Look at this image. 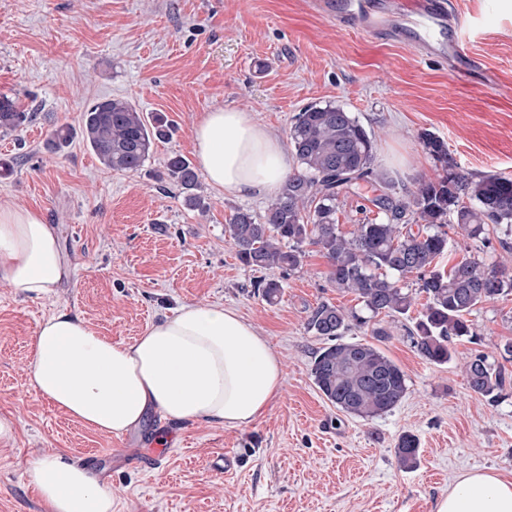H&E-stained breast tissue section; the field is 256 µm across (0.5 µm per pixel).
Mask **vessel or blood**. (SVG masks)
<instances>
[{"label":"vessel or blood","instance_id":"vessel-or-blood-1","mask_svg":"<svg viewBox=\"0 0 512 512\" xmlns=\"http://www.w3.org/2000/svg\"><path fill=\"white\" fill-rule=\"evenodd\" d=\"M313 7L334 17L337 28L408 44L423 59L447 63L457 81L479 75L453 0H314Z\"/></svg>","mask_w":512,"mask_h":512}]
</instances>
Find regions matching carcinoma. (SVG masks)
Instances as JSON below:
<instances>
[{"label": "carcinoma", "mask_w": 512, "mask_h": 512, "mask_svg": "<svg viewBox=\"0 0 512 512\" xmlns=\"http://www.w3.org/2000/svg\"><path fill=\"white\" fill-rule=\"evenodd\" d=\"M32 120L17 100L0 95V131L11 132ZM81 137L100 162L116 171H136L148 159L154 142L169 136L170 125L160 115L146 116L125 98L93 104L84 113ZM73 129L57 126L47 148L60 152L70 145ZM376 134L335 103L311 105L294 118L289 144L300 169L282 183L262 219L236 211L225 232L239 261L255 270L293 271L312 245L329 263L328 282L336 292L351 294L360 308L345 310L330 302L314 307L307 330L330 344L314 357L312 375L324 397L336 408L356 417L373 419L392 411L407 394L401 367L369 343L345 342L350 324L368 326L380 315L407 314L416 295L426 303L416 319L413 344L419 356L445 364L452 357L453 340L473 339L468 316L477 306L512 294V274L474 257H462L448 269L439 259L448 253L447 225L469 239H480L489 227L512 233V177L502 174L470 175L454 164L445 141L431 133L421 135L424 149L441 164L442 173L418 184L407 197L379 194L372 199L385 214L379 220L353 225L345 234L336 222L340 199L359 193L366 185L384 188V174L374 169ZM170 180L186 192L187 206L206 209L192 193L198 186L194 166L173 155L159 181ZM412 215L415 224L399 220ZM415 274L417 293L400 286ZM255 291L269 304L278 301L282 284L263 278ZM469 388L496 403L507 384L504 368L477 353L465 367ZM419 441L412 434L400 437L395 454L399 464L417 463Z\"/></svg>", "instance_id": "cac0c4a2"}]
</instances>
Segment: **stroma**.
<instances>
[{
  "mask_svg": "<svg viewBox=\"0 0 512 512\" xmlns=\"http://www.w3.org/2000/svg\"><path fill=\"white\" fill-rule=\"evenodd\" d=\"M456 8L488 80L454 81L447 63L336 29L306 0H0V94L34 115L0 133V158L16 160L0 176V206L38 209L56 225L72 267L50 298L0 284V415L16 421L13 441L0 445V512H49L26 482L36 454L99 473L112 512H432L463 473L512 477V384L491 403L464 373L480 351L512 376L503 354L512 295L473 311L479 343L454 341L445 364L417 354L410 317L384 318L389 336L377 343L405 372L407 395L385 415L351 416L311 374L327 341L306 330L309 312L323 301L355 305L330 287L326 259L313 250L297 270H270L283 294L267 305L224 227L240 209L262 218L270 197H228L202 180L197 192L209 210L201 214L157 179L170 155L194 159L193 128L205 112L253 113L284 141L301 109L326 102L374 130V165L392 197L440 173L422 146L425 132L445 141L464 172L512 176V0H456ZM113 97L176 126L142 170L106 168L78 136L60 153L46 150L55 125L80 128L87 106ZM466 255L512 267V233L456 237L450 261ZM189 303L234 309L281 358L284 391L252 425L177 424L154 413L117 437L70 419L33 390L31 343L56 309L130 342ZM405 433L419 440L412 469L395 456ZM134 448L163 454L139 468L127 459Z\"/></svg>",
  "mask_w": 512,
  "mask_h": 512,
  "instance_id": "1",
  "label": "stroma"
}]
</instances>
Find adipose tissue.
I'll return each mask as SVG.
<instances>
[{"mask_svg":"<svg viewBox=\"0 0 512 512\" xmlns=\"http://www.w3.org/2000/svg\"><path fill=\"white\" fill-rule=\"evenodd\" d=\"M193 139L207 182L228 195L276 194L294 168L285 145L249 112L204 113ZM71 274L57 230L40 211L0 206V283L44 299ZM31 384L68 417L119 436L152 412L248 427L282 394L285 376L280 357L236 311L190 303L130 343L100 335L75 311L56 310L35 332ZM25 476L50 512H112L111 490L84 466L41 455ZM433 512H512V481L466 473Z\"/></svg>","mask_w":512,"mask_h":512,"instance_id":"adipose-tissue-1","label":"adipose tissue"}]
</instances>
